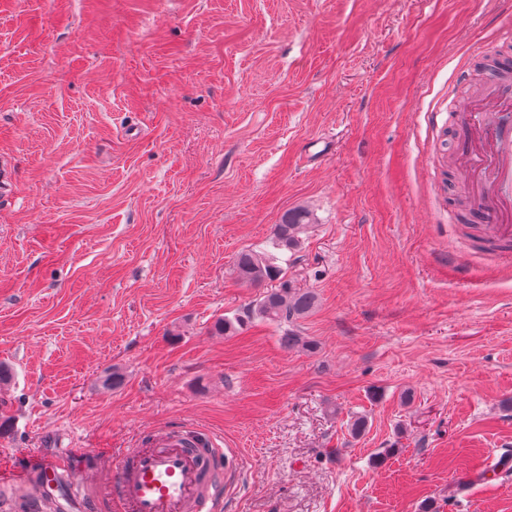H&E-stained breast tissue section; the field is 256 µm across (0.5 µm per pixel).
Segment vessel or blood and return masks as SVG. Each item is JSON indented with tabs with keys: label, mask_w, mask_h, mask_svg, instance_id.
<instances>
[{
	"label": "vessel or blood",
	"mask_w": 512,
	"mask_h": 512,
	"mask_svg": "<svg viewBox=\"0 0 512 512\" xmlns=\"http://www.w3.org/2000/svg\"><path fill=\"white\" fill-rule=\"evenodd\" d=\"M498 109L467 110L470 131H486L493 146L468 155L479 177L483 199L476 207L485 223L503 227L512 221V88L494 81ZM28 488L26 512H55L59 496L70 494L75 512H93L84 485L66 457L17 466ZM229 460L216 436L205 429L158 432L113 459L111 493L120 512H223Z\"/></svg>",
	"instance_id": "b4317fda"
}]
</instances>
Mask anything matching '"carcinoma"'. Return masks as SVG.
Returning a JSON list of instances; mask_svg holds the SVG:
<instances>
[{
	"instance_id": "1",
	"label": "carcinoma",
	"mask_w": 512,
	"mask_h": 512,
	"mask_svg": "<svg viewBox=\"0 0 512 512\" xmlns=\"http://www.w3.org/2000/svg\"><path fill=\"white\" fill-rule=\"evenodd\" d=\"M311 225L307 209H290L275 225L265 247L246 248L237 254L238 280L246 286L264 284L268 289L243 310L218 318L212 326L213 333L232 336L255 321H263L282 328L283 347H313V343L300 336L298 322L313 310L315 296L294 287L288 279V255L302 248L304 235Z\"/></svg>"
}]
</instances>
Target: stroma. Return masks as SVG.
<instances>
[{
    "label": "stroma",
    "instance_id": "35a3bbf8",
    "mask_svg": "<svg viewBox=\"0 0 512 512\" xmlns=\"http://www.w3.org/2000/svg\"><path fill=\"white\" fill-rule=\"evenodd\" d=\"M512 0H0V463L71 441L95 512L157 427L224 512H512V248L457 221ZM300 322L215 336L284 212ZM120 370V387L108 385ZM368 427L352 437L350 420Z\"/></svg>",
    "mask_w": 512,
    "mask_h": 512
}]
</instances>
